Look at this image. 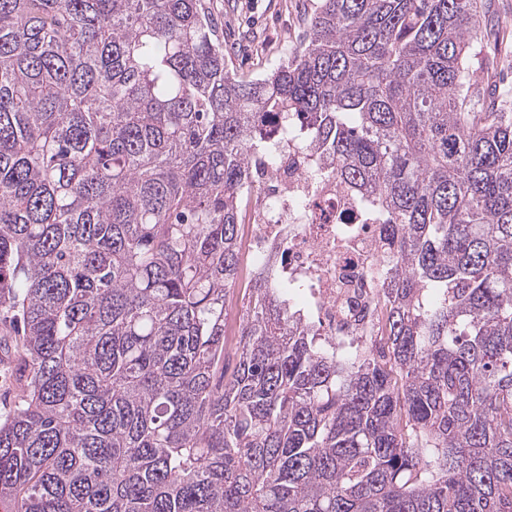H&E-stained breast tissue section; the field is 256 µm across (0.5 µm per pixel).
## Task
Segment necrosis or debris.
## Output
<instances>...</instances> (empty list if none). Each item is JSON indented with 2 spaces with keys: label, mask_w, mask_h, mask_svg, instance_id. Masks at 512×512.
Wrapping results in <instances>:
<instances>
[{
  "label": "necrosis or debris",
  "mask_w": 512,
  "mask_h": 512,
  "mask_svg": "<svg viewBox=\"0 0 512 512\" xmlns=\"http://www.w3.org/2000/svg\"><path fill=\"white\" fill-rule=\"evenodd\" d=\"M268 174L278 185V199L256 192V204L247 211L238 287H253L268 269L283 270L309 284L310 318L322 336L381 342L384 258L377 225L369 223L355 196L334 178L318 175L296 147L283 151Z\"/></svg>",
  "instance_id": "1"
}]
</instances>
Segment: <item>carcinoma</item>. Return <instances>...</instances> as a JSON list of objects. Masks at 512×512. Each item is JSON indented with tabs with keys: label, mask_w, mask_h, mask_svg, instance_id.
Here are the masks:
<instances>
[{
	"label": "carcinoma",
	"mask_w": 512,
	"mask_h": 512,
	"mask_svg": "<svg viewBox=\"0 0 512 512\" xmlns=\"http://www.w3.org/2000/svg\"><path fill=\"white\" fill-rule=\"evenodd\" d=\"M479 0H321L240 80L205 0H0L5 512H512V87ZM363 190L385 347L273 269L232 372L243 194ZM484 47L482 48V53L480 54V58L490 57L495 55L497 60L499 61L498 67L491 74V77L488 82V89L498 87L501 83H510L512 85V65L511 58L508 59L502 58V53L500 52V45L497 41L490 40L487 44L484 42Z\"/></svg>",
	"instance_id": "obj_1"
}]
</instances>
